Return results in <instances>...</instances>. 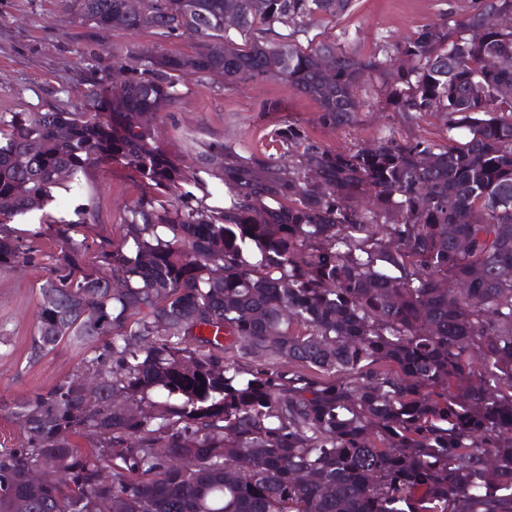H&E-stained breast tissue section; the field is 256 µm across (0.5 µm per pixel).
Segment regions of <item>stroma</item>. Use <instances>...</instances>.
I'll list each match as a JSON object with an SVG mask.
<instances>
[{"label": "stroma", "mask_w": 512, "mask_h": 512, "mask_svg": "<svg viewBox=\"0 0 512 512\" xmlns=\"http://www.w3.org/2000/svg\"><path fill=\"white\" fill-rule=\"evenodd\" d=\"M474 4L475 0H353L345 16L313 28L312 33L318 40L368 56L412 35L418 25L444 15L459 18ZM195 47V39L187 34L165 40L150 29L91 28L64 10L60 0H0V113L81 111L93 77L111 73L113 53L133 48L143 53L189 54ZM378 87L374 77L363 89L370 106L359 124L329 130L315 124L314 102L287 81L267 79L228 87L218 78L187 74L175 101L157 121L156 137L189 164L224 142L245 156L264 149L271 130L287 121L300 123L311 138L336 150L368 146L391 132L400 138L444 137L437 114L410 121L383 109ZM266 101L277 102L278 111H263ZM142 191L134 171L107 164L92 172L80 189L59 192L45 210L17 217L13 226L24 230L40 222L73 221L85 206L91 236L115 241ZM44 275V269L28 264L0 271V399L47 388L83 358L82 352L71 348L35 363L26 358L36 325V285Z\"/></svg>", "instance_id": "obj_1"}]
</instances>
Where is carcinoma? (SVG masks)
I'll return each instance as SVG.
<instances>
[{
  "mask_svg": "<svg viewBox=\"0 0 512 512\" xmlns=\"http://www.w3.org/2000/svg\"><path fill=\"white\" fill-rule=\"evenodd\" d=\"M63 2L197 49L112 57L126 78L94 82L82 112L0 114V271L48 270L27 358L85 351L0 401L20 430L0 512H512V103L494 98L512 86V0L383 59L299 41L351 0ZM185 74L283 79L328 129L360 122L377 74L392 111L437 112L450 136L339 152L287 122L271 141L289 164L224 143L187 165L153 127ZM107 162L145 186L118 241L90 244L83 218L9 228ZM214 165L222 208L191 191Z\"/></svg>",
  "mask_w": 512,
  "mask_h": 512,
  "instance_id": "obj_1",
  "label": "carcinoma"
}]
</instances>
